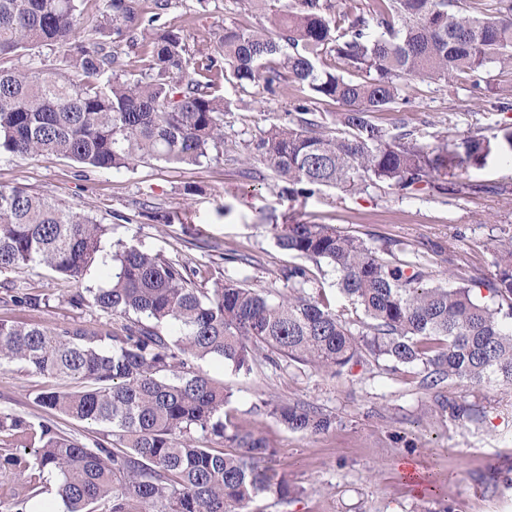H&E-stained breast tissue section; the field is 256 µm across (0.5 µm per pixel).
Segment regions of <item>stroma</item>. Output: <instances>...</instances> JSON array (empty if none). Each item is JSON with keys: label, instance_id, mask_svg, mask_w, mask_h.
<instances>
[{"label": "stroma", "instance_id": "35a3bbf8", "mask_svg": "<svg viewBox=\"0 0 512 512\" xmlns=\"http://www.w3.org/2000/svg\"><path fill=\"white\" fill-rule=\"evenodd\" d=\"M189 22L190 34L224 23H257L249 0H176L169 14ZM512 94V78L502 77L481 94L468 85L416 83L404 113L379 112L375 126L396 134L408 120L419 143L433 147L463 138L474 129L494 137L512 123V110L496 108ZM233 103L224 115L227 141L244 145L270 124L285 120L286 97L255 102L225 84ZM464 190L439 195L429 190L402 197L390 189L344 194L321 189L307 197L283 194L274 179H252L239 166L212 160L194 165L151 161L120 171L79 169L54 156L0 157V188L21 186L35 195L78 207L110 227L101 247L104 258L126 246L197 271L199 278L232 276L254 288L284 292V272L298 259L281 250L274 225L295 215L312 224H330L369 246L400 258L420 255L433 283L448 274H490L500 255L512 250V162L492 151L485 165L459 177ZM482 185L479 193L471 185ZM239 255L225 262V253ZM72 282L44 266L0 273V320L52 326L119 328L121 319L96 307L66 301ZM36 294L47 305L29 308L14 295ZM200 367L231 389L225 412L236 423L259 428L277 450L295 490L290 502L260 497L255 512H512V384L494 381L482 388L450 381L433 391L423 368L393 367L386 359L364 363L333 377L294 362H258L250 374L219 360ZM77 381L47 378L18 363L0 365V416H17L35 426L53 421L81 439L98 427L50 412L39 394L77 388ZM467 402L472 419L451 416L447 404ZM304 402L335 420L329 433L294 432L264 411L263 402Z\"/></svg>", "mask_w": 512, "mask_h": 512}]
</instances>
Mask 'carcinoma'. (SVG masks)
I'll return each mask as SVG.
<instances>
[{"mask_svg": "<svg viewBox=\"0 0 512 512\" xmlns=\"http://www.w3.org/2000/svg\"><path fill=\"white\" fill-rule=\"evenodd\" d=\"M105 0L86 23L79 0H0V59L36 47L53 53L0 69V155H53L97 169L151 160L199 165L212 159L268 171L291 197L321 188L357 194L386 186L407 195L485 164L490 140L477 132L435 147L401 122L387 136L376 112L409 104L411 83L491 84L490 66L512 75V0L476 11L471 0H250L269 26L219 25L190 46L185 25L161 21L172 0ZM291 95L288 122L272 124L243 149L224 140L232 102L224 84ZM322 104H337L339 128ZM279 248L327 261L354 310L306 294L308 270L284 273L288 293L270 298L243 280L198 283L179 263L126 247L112 255L110 283L68 294L135 319L121 332L0 320V363L83 383L38 402L109 428L87 444L45 422L29 428L32 450L3 463L36 480L56 477L66 512H251L263 495L288 501L285 470L258 430L224 417L233 393L192 361L219 358L249 374L260 359L296 362L336 375L361 353L424 368L430 389L449 380L512 383V251L491 275L450 286L429 283L420 260L398 258L328 224L291 219L274 227ZM107 225L23 187L0 189V271L43 265L77 281L99 257ZM498 299L476 302L472 287ZM173 328L171 339L163 329ZM268 414L289 429L326 434L333 420L315 407L278 404ZM220 440L232 452L217 453Z\"/></svg>", "mask_w": 512, "mask_h": 512, "instance_id": "obj_1", "label": "carcinoma"}]
</instances>
